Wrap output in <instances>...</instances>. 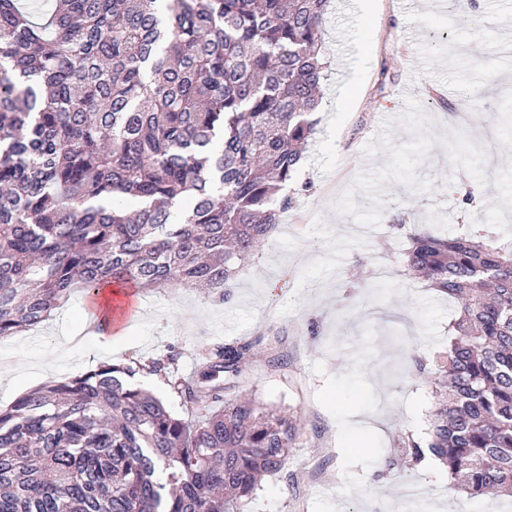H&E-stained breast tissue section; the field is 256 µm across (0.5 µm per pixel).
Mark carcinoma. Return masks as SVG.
<instances>
[{
	"label": "carcinoma",
	"mask_w": 512,
	"mask_h": 512,
	"mask_svg": "<svg viewBox=\"0 0 512 512\" xmlns=\"http://www.w3.org/2000/svg\"><path fill=\"white\" fill-rule=\"evenodd\" d=\"M329 0H0V339L72 291L217 301L293 205L315 133ZM478 21L475 0H451ZM405 271L459 303L429 438L448 485L512 495V246L411 237ZM264 337L214 345L173 413L100 364L0 411V512H243L294 416L227 397Z\"/></svg>",
	"instance_id": "obj_1"
}]
</instances>
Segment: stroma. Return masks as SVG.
<instances>
[{"mask_svg":"<svg viewBox=\"0 0 512 512\" xmlns=\"http://www.w3.org/2000/svg\"><path fill=\"white\" fill-rule=\"evenodd\" d=\"M438 0H331L322 105L297 177L296 202L245 261L227 301L195 288L139 291L142 310L112 340L91 337L89 296L74 290L42 326L0 341V406L100 362L140 363L134 386L181 404L151 370L189 376L207 345L259 333L238 395L300 419L282 474L246 512H512V499L448 489L441 467L386 472L401 435L424 438L436 399L414 357L448 349L457 304L404 274L396 222L512 240V134L460 123L452 106L512 104V0H478L459 26ZM469 47L462 55L449 42ZM278 355L280 366L270 365ZM422 486L419 506L405 485Z\"/></svg>","mask_w":512,"mask_h":512,"instance_id":"stroma-1","label":"stroma"}]
</instances>
